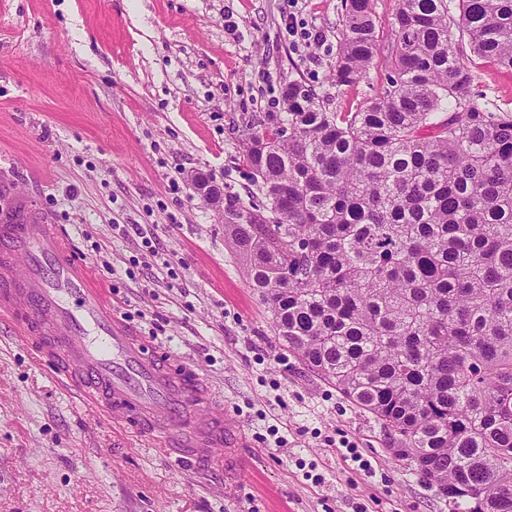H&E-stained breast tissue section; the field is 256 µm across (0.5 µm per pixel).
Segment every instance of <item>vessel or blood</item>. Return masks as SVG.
Listing matches in <instances>:
<instances>
[{
	"label": "vessel or blood",
	"mask_w": 512,
	"mask_h": 512,
	"mask_svg": "<svg viewBox=\"0 0 512 512\" xmlns=\"http://www.w3.org/2000/svg\"><path fill=\"white\" fill-rule=\"evenodd\" d=\"M23 223L0 221V315L68 386L108 414L136 413L176 458L239 469V438L201 377L147 355L89 265L22 191L0 190Z\"/></svg>",
	"instance_id": "b4317fda"
}]
</instances>
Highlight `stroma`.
Masks as SVG:
<instances>
[{
	"label": "stroma",
	"instance_id": "35a3bbf8",
	"mask_svg": "<svg viewBox=\"0 0 512 512\" xmlns=\"http://www.w3.org/2000/svg\"><path fill=\"white\" fill-rule=\"evenodd\" d=\"M341 4L0 0V178L61 225L151 353L212 387L244 464L169 461L158 433L113 421L1 322L0 512H453L372 414L283 347L189 180L261 201L244 144L283 111L282 87L351 112L386 86L398 0H374L383 52L343 91L326 79ZM291 13L319 46L289 39ZM469 63L478 103L512 109V70Z\"/></svg>",
	"mask_w": 512,
	"mask_h": 512
}]
</instances>
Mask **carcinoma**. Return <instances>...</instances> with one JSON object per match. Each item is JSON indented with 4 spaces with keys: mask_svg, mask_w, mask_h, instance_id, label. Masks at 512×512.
<instances>
[{
    "mask_svg": "<svg viewBox=\"0 0 512 512\" xmlns=\"http://www.w3.org/2000/svg\"><path fill=\"white\" fill-rule=\"evenodd\" d=\"M337 88L380 53L372 0H343ZM388 85L331 112L300 81L249 133L261 206L224 229L285 348L467 512H512V110L469 53L512 69V0H398ZM476 74L477 101L480 105L495 111L497 108L512 109V70L470 57L469 61Z\"/></svg>",
    "mask_w": 512,
    "mask_h": 512,
    "instance_id": "1",
    "label": "carcinoma"
}]
</instances>
